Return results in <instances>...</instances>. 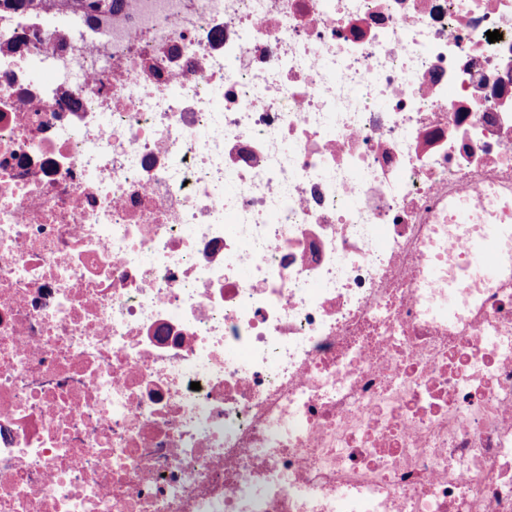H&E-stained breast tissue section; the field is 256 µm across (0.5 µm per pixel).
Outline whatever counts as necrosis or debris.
Returning <instances> with one entry per match:
<instances>
[{
	"label": "necrosis or debris",
	"mask_w": 512,
	"mask_h": 512,
	"mask_svg": "<svg viewBox=\"0 0 512 512\" xmlns=\"http://www.w3.org/2000/svg\"><path fill=\"white\" fill-rule=\"evenodd\" d=\"M506 200L512 0L0 11V512H512ZM510 236L512 224H486L484 235L474 248V271L484 280H494L500 274L503 261L499 244Z\"/></svg>",
	"instance_id": "4bbe7bcc"
}]
</instances>
